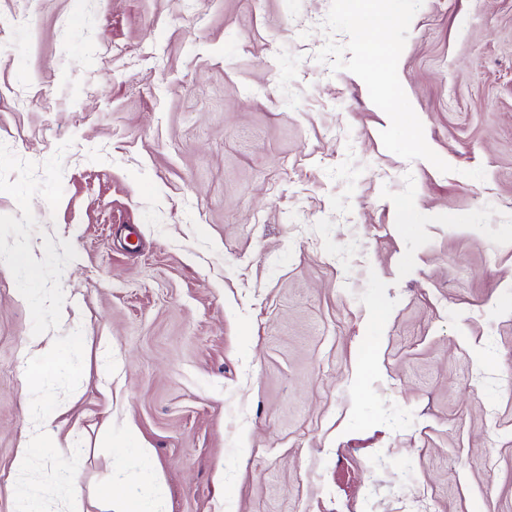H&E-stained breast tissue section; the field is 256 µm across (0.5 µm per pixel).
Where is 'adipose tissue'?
Segmentation results:
<instances>
[{"instance_id":"ef3b65f1","label":"adipose tissue","mask_w":512,"mask_h":512,"mask_svg":"<svg viewBox=\"0 0 512 512\" xmlns=\"http://www.w3.org/2000/svg\"><path fill=\"white\" fill-rule=\"evenodd\" d=\"M75 450L68 440L58 435L37 431L22 439L15 450L14 469L23 476L28 485L27 491L21 492L19 512H42L39 496L36 492L37 480L33 471L35 458L47 455L59 460H67L74 456Z\"/></svg>"}]
</instances>
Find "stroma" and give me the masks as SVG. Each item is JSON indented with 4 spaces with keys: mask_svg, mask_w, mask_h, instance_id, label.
<instances>
[{
    "mask_svg": "<svg viewBox=\"0 0 512 512\" xmlns=\"http://www.w3.org/2000/svg\"><path fill=\"white\" fill-rule=\"evenodd\" d=\"M15 13L0 247L41 264L0 265V512L37 428L87 499L512 512V0H398L368 78L342 0ZM397 56L393 45L384 39L369 40L364 45L363 65L368 70L372 68L371 63H378L379 68H389ZM0 261L9 262L18 265L27 266L34 269L36 260L35 255L28 243L21 238H17L6 251L0 249ZM37 357L46 365H55L59 362L58 348L55 339L50 336H32L27 345Z\"/></svg>",
    "mask_w": 512,
    "mask_h": 512,
    "instance_id": "1",
    "label": "stroma"
}]
</instances>
